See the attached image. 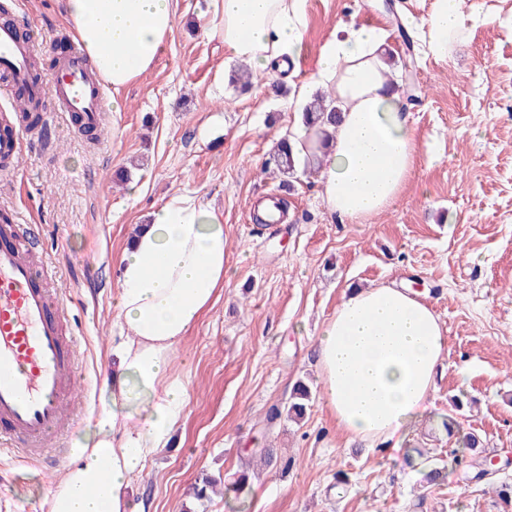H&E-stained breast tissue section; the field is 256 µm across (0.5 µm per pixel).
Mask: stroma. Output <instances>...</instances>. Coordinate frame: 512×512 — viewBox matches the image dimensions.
I'll list each match as a JSON object with an SVG mask.
<instances>
[{
	"mask_svg": "<svg viewBox=\"0 0 512 512\" xmlns=\"http://www.w3.org/2000/svg\"><path fill=\"white\" fill-rule=\"evenodd\" d=\"M434 0H307L306 54L275 94L255 72L248 93L226 79L239 69L220 38L215 0H174L173 33L154 67L115 98L98 140L70 128L45 98L43 145H23L18 167L0 174V204L20 209L56 271L54 285L75 319L82 398L75 434L54 467L5 459L0 512H39L64 477L78 434L103 416L102 365L120 341L113 306L118 262L135 228L177 194L224 216L232 274L214 305L177 347L174 373L189 398L167 448L132 479L146 512H229L223 496L199 501L202 477L254 473L247 512H500L493 483L512 481V0H462L467 18L448 56L404 40L402 17L428 16ZM43 65L55 34L70 33L61 0H24ZM375 24L386 50L410 69L392 77L411 107L420 163L389 209L340 221L321 197L317 169L297 171L291 189L268 165L278 140L300 125L302 89L322 43L343 24ZM263 198L285 199L288 220L255 223ZM406 281L438 315L448 343L428 409L397 448L351 441L323 397L301 423L269 420L297 381L316 384L314 344L347 289ZM481 436L497 459L490 483L450 467L424 486L418 448H448L445 421ZM272 449L261 464V449ZM348 474L347 491L336 487Z\"/></svg>",
	"mask_w": 512,
	"mask_h": 512,
	"instance_id": "1",
	"label": "stroma"
}]
</instances>
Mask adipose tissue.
Masks as SVG:
<instances>
[{"mask_svg": "<svg viewBox=\"0 0 512 512\" xmlns=\"http://www.w3.org/2000/svg\"><path fill=\"white\" fill-rule=\"evenodd\" d=\"M306 0H221L215 28L231 58L287 71L303 53ZM65 18L103 79L121 89L148 72L173 32L172 0H66ZM458 0H435L407 18L427 50L448 56L463 27ZM381 27H338L322 45L312 81L329 90L340 121L300 128L295 153H316L323 200L353 222L389 208L416 167L410 113L385 75ZM223 216L187 195L171 197L124 248L116 323L121 340L104 369L108 409L44 496L39 512H141L131 477L165 448L185 405L172 356L229 279ZM325 404L348 437L390 447L427 409L448 345L434 309L404 288L345 294L315 342Z\"/></svg>", "mask_w": 512, "mask_h": 512, "instance_id": "obj_1", "label": "adipose tissue"}]
</instances>
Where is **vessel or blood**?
<instances>
[{"instance_id": "b4317fda", "label": "vessel or blood", "mask_w": 512, "mask_h": 512, "mask_svg": "<svg viewBox=\"0 0 512 512\" xmlns=\"http://www.w3.org/2000/svg\"><path fill=\"white\" fill-rule=\"evenodd\" d=\"M55 67L39 74L37 49L16 21H0V99L52 98L58 111L99 127L107 110L105 85L80 42L67 40ZM22 132H0V171L11 170ZM22 219L0 214V446L21 459L51 465L50 440L65 438L77 420L66 408L78 383V338L68 307L50 283L53 271L19 235Z\"/></svg>"}]
</instances>
